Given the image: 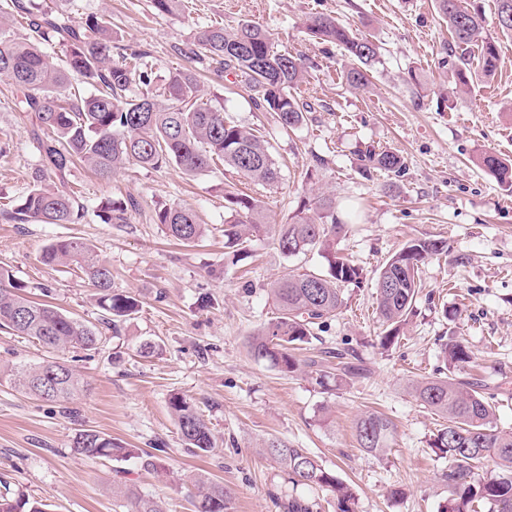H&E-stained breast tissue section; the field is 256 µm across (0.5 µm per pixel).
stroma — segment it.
<instances>
[{
  "label": "stroma",
  "mask_w": 512,
  "mask_h": 512,
  "mask_svg": "<svg viewBox=\"0 0 512 512\" xmlns=\"http://www.w3.org/2000/svg\"><path fill=\"white\" fill-rule=\"evenodd\" d=\"M45 2L77 18L111 16L113 56L147 52L156 80L195 67L208 100L264 137L280 179L264 188L227 166L191 176L173 163L154 170L131 163L102 180L78 165L67 180L85 207L81 223L6 220L41 157L31 136L34 116L16 109V90L0 81V267L27 284L33 299L99 324L91 286L69 268L40 261L54 239L77 236L111 265L113 288L140 301L117 330H103L97 349L66 353L88 381L72 403L76 415L0 378V485L46 500L52 512H128L113 492L124 470L141 491L161 498L167 512H195L189 477L208 473L232 489L229 512H284L292 497L334 512L329 496L293 487L262 454L264 443L277 438L307 449L350 484L358 512H438L448 498L439 481L447 462L430 443L442 419L419 406L409 387L433 374L448 337L464 341L471 361L463 377L487 384L497 396L496 426L512 431V193L477 165L485 154L512 160V33L498 26L496 0H461L478 10L500 64L487 79L470 62V83L459 93L450 34L435 0H185L174 15L155 13L150 0ZM319 13L380 46L368 89H351L342 78L347 58L307 34L308 20ZM244 21L260 25L276 51L303 63L306 79L294 95L307 120L294 131L283 132L270 113L256 109L244 77H216L209 62L187 56L198 29L230 30ZM412 70L420 83L409 81ZM368 145L400 151L407 165L401 182L391 184L383 173L371 181L361 176L359 151ZM228 190L259 198L268 225L234 266L224 263ZM323 193L335 198L337 211L361 207L335 249L362 268L363 284L345 289L340 313L295 356L304 361L325 347L352 349L364 367L353 379L331 373L319 381L304 365L283 373L248 347L273 316L271 283L327 267L317 248L284 256L272 231ZM107 199L136 201L128 223L100 221L96 207ZM164 204L193 211L207 227L204 240L184 246L166 238L154 222ZM419 239L444 240L448 252L422 265L416 313L399 343L384 350L376 279L394 252ZM206 296L214 307H203ZM445 306L457 310L456 321L442 316ZM145 342L156 344L153 356H141ZM49 356L33 339L0 329V369ZM175 394L190 400L212 429L211 452L187 450L169 408ZM370 410L395 425L381 456L355 440L356 420ZM85 428L157 455L165 475L141 470L134 459L119 466L79 454L73 442ZM394 488L399 496H391Z\"/></svg>",
  "instance_id": "stroma-1"
}]
</instances>
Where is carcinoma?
<instances>
[{
	"instance_id": "cac0c4a2",
	"label": "carcinoma",
	"mask_w": 512,
	"mask_h": 512,
	"mask_svg": "<svg viewBox=\"0 0 512 512\" xmlns=\"http://www.w3.org/2000/svg\"><path fill=\"white\" fill-rule=\"evenodd\" d=\"M436 4L452 37L448 53L458 59L456 88L468 85L467 65L472 47L477 45L481 72L492 78L499 52L495 41L482 36L479 14L462 7L459 0H436ZM497 16L501 30L512 33V0H497ZM19 18L26 20V33L6 36ZM306 31L336 45L350 60L344 71L350 87L368 86L380 58V47L373 40L324 14L313 17ZM113 39L112 22L104 16L78 20L45 8L38 0H0V80L21 93V111L34 113V135L42 155V166L31 175L29 190L10 214L12 220L80 223L84 206L77 203L71 187L45 184L47 173L62 180L77 162L101 179L110 178L130 162L145 169L174 162L191 175L220 163L254 183L271 188L279 182L280 171L265 140L226 117L224 109L204 101L194 70L172 71L163 85L154 87L147 54L133 51L116 62L112 59ZM56 46L64 47L60 57L50 53ZM193 46L191 54L208 59L216 70H232L245 77L255 106L274 113L282 130L293 131L304 122V108L292 94L304 79L301 60L286 51H273L270 34L263 28L249 21L230 32L210 25L196 31ZM74 81L92 86L94 92L79 100L61 97ZM479 167L505 190H512L511 160L485 154L479 158ZM405 170V158L397 151L372 147L361 153V172L368 178L377 172L399 178ZM224 201L231 214L224 224V256L226 263L234 265L252 233L265 227L263 207L256 198L233 192L226 193ZM133 207L129 201L107 200L100 204L97 217L105 224H126ZM316 210L321 221L309 217L303 207L290 222L279 225L274 236L288 257L315 247L322 249L327 254V268L274 282L270 294L275 316L249 342L255 357L288 372L299 368L293 351L311 341L313 329L324 327L327 319L340 312L344 288H358L362 282L361 269L333 251L332 237L342 230L336 220V200L322 197ZM154 220L167 236L186 245L205 234L197 215L177 205L158 207ZM447 251L443 240L410 241L381 268L376 282L384 326L379 336L381 348L398 342L413 314L419 266ZM42 261L48 266L73 267L88 280L95 289L103 325L115 328L138 311L135 296L112 291V267L100 260L87 242L76 237L56 239L44 249ZM1 327L59 353V357L36 365L11 367L7 376L21 391L44 401L62 402L84 389L81 376L60 354L97 349L101 333L47 301L31 299L25 285L0 268ZM441 354L445 369L416 381L412 391L419 405L446 421L432 440L436 453L447 460L440 474L448 487L444 512H512V431L494 426V395L485 391V385L460 377L459 371L471 359L464 342L449 340ZM309 367L321 378L327 368L341 379L360 373L345 351L336 352L334 363L312 360ZM170 408L188 450L214 449L215 437L192 403L174 397ZM393 435L392 421L376 412L363 413L355 423L358 446L371 453L386 451ZM74 448L92 459L122 462L135 458L144 470L163 468L157 456L126 448L95 429L81 430ZM264 451L287 474L288 482L327 491L336 499L338 512H355L356 495L351 486L326 471L306 449L271 439ZM194 487L196 512H228L229 487L202 473L195 477ZM117 493L129 502L131 512H164L162 501L142 493L129 480L117 486ZM0 512H47V504L6 490L0 492Z\"/></svg>"
}]
</instances>
